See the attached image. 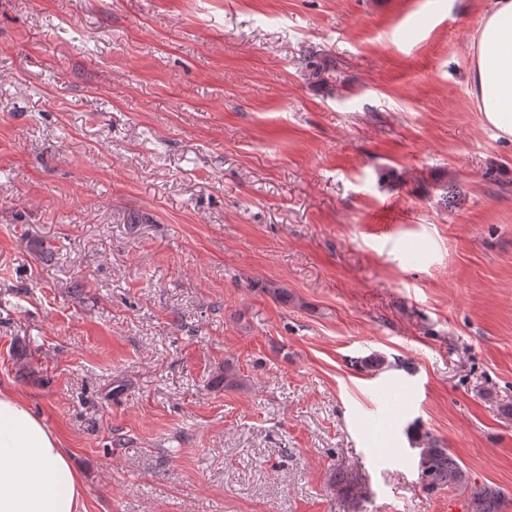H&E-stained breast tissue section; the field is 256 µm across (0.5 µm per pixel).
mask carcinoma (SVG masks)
<instances>
[{
	"mask_svg": "<svg viewBox=\"0 0 512 512\" xmlns=\"http://www.w3.org/2000/svg\"><path fill=\"white\" fill-rule=\"evenodd\" d=\"M422 488L428 492L456 489L467 494L466 512H504V494L500 488L471 485L468 472L448 449L441 448L428 435L411 437Z\"/></svg>",
	"mask_w": 512,
	"mask_h": 512,
	"instance_id": "obj_1",
	"label": "carcinoma"
}]
</instances>
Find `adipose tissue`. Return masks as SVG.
<instances>
[{
    "label": "adipose tissue",
    "instance_id": "adipose-tissue-1",
    "mask_svg": "<svg viewBox=\"0 0 512 512\" xmlns=\"http://www.w3.org/2000/svg\"><path fill=\"white\" fill-rule=\"evenodd\" d=\"M470 93L484 125L512 142V0H493L470 56ZM0 512H85L83 483L60 437L0 388Z\"/></svg>",
    "mask_w": 512,
    "mask_h": 512
}]
</instances>
